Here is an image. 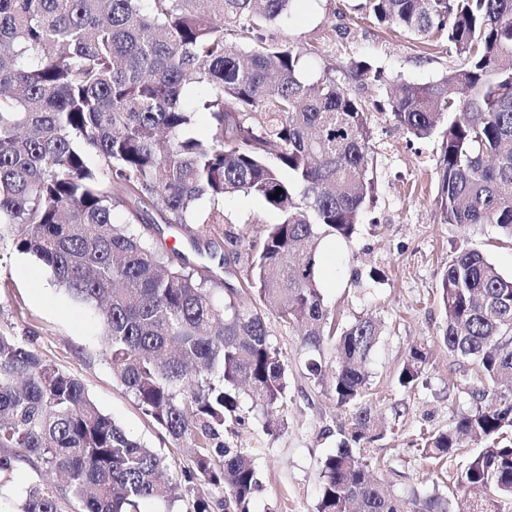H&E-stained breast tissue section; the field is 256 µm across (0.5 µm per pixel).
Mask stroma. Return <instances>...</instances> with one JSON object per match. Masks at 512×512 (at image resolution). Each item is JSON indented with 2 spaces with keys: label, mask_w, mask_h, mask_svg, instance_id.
Segmentation results:
<instances>
[{
  "label": "stroma",
  "mask_w": 512,
  "mask_h": 512,
  "mask_svg": "<svg viewBox=\"0 0 512 512\" xmlns=\"http://www.w3.org/2000/svg\"><path fill=\"white\" fill-rule=\"evenodd\" d=\"M360 2L293 0L289 15L268 33L311 47L303 60L306 78L330 76L365 102L385 100L388 87L357 82L350 72L352 61L380 67L388 86L430 83L447 73L453 63L447 45L382 29L360 9ZM371 126L368 173L375 180L376 201L364 210L360 230L351 241L323 240L320 286L325 304L339 321L370 317L383 326L368 369L375 403L394 429L370 445L376 476L404 500L434 492L453 496L458 492L457 477L477 443L464 444L437 465L416 452L423 435L447 428L474 407L465 378L455 371L442 344L446 314L438 289L449 261L461 248L482 251L501 272L512 275V240L493 224L463 227L443 222L437 169L442 132L426 140H408L385 112L372 113ZM224 215L232 225L249 226L244 242L222 246L223 251L241 254L259 244L262 225L280 219L259 199L243 195L225 199ZM268 327L288 359L284 424L272 437L264 432L262 419L250 414L225 430L224 443L252 454L257 462L259 488L250 512H315L323 463L336 450L347 415L326 385L307 372L297 329L281 325L273 316ZM0 332L31 343L42 356L76 375L104 414L166 456L170 477L182 479L192 468L191 449L172 441L113 380L95 312L57 290L50 270L34 257L8 245L0 246ZM414 344L427 345L432 357L417 386L404 389L396 376ZM39 478V470L18 457L0 486V512H17L24 489Z\"/></svg>",
  "instance_id": "35a3bbf8"
}]
</instances>
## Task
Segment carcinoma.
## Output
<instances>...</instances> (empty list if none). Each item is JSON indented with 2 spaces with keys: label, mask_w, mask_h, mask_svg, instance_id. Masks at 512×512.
Returning a JSON list of instances; mask_svg holds the SVG:
<instances>
[{
  "label": "carcinoma",
  "mask_w": 512,
  "mask_h": 512,
  "mask_svg": "<svg viewBox=\"0 0 512 512\" xmlns=\"http://www.w3.org/2000/svg\"><path fill=\"white\" fill-rule=\"evenodd\" d=\"M293 0H0V244L35 257L74 301L97 311L114 378L169 437L194 448L185 481L219 495L193 512H249L255 459L219 441L256 412L280 430L288 361L268 315L300 329L306 369L336 350L327 391L349 411L348 436L322 469L317 512H500L512 499V277L478 250L448 262L439 298L448 357L472 372L476 407L417 452L437 462L463 438L486 444L458 475L480 498L411 504L375 479L362 454L389 424L368 399V358L382 336L370 318L341 325L320 288L323 239L349 240L374 202L370 108L324 75L306 81V49L265 36ZM381 25L446 39L458 64L439 80L390 94L393 126L426 139L446 119L440 208L449 224H495L512 240V0H365ZM236 40L224 39V30ZM356 80L382 81L367 63ZM190 83L207 86L196 106ZM210 137L191 135L198 112ZM283 189L277 193V189ZM252 195L280 215L265 225L246 273L213 239L224 198ZM128 207L125 222L116 205ZM154 210L203 263L153 246L133 228ZM429 353L409 349L398 377L412 388ZM40 464L20 512H141L183 498L166 458L104 415L73 374L0 333V450Z\"/></svg>",
  "instance_id": "obj_1"
}]
</instances>
